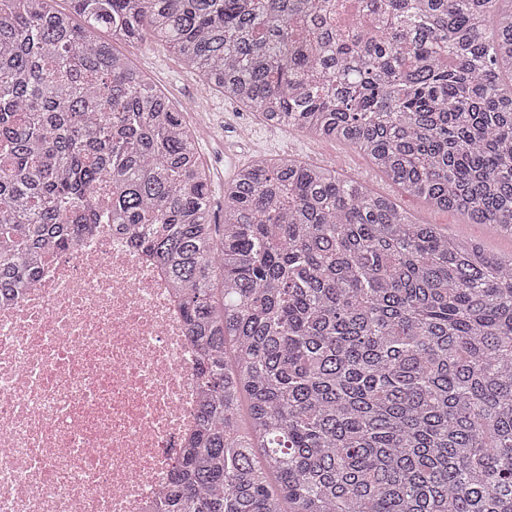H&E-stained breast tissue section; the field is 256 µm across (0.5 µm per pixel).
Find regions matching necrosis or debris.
<instances>
[{
  "instance_id": "1",
  "label": "necrosis or debris",
  "mask_w": 512,
  "mask_h": 512,
  "mask_svg": "<svg viewBox=\"0 0 512 512\" xmlns=\"http://www.w3.org/2000/svg\"><path fill=\"white\" fill-rule=\"evenodd\" d=\"M166 274L118 224L0 298V512H162L200 402Z\"/></svg>"
}]
</instances>
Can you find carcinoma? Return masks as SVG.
Listing matches in <instances>:
<instances>
[{
	"mask_svg": "<svg viewBox=\"0 0 512 512\" xmlns=\"http://www.w3.org/2000/svg\"><path fill=\"white\" fill-rule=\"evenodd\" d=\"M55 3L0 0V291L106 219L166 271L202 401L164 512H512V254L291 158L211 223L183 112L115 49L512 236V0Z\"/></svg>",
	"mask_w": 512,
	"mask_h": 512,
	"instance_id": "carcinoma-1",
	"label": "carcinoma"
}]
</instances>
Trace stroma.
<instances>
[{
  "instance_id": "35a3bbf8",
  "label": "stroma",
  "mask_w": 512,
  "mask_h": 512,
  "mask_svg": "<svg viewBox=\"0 0 512 512\" xmlns=\"http://www.w3.org/2000/svg\"><path fill=\"white\" fill-rule=\"evenodd\" d=\"M133 60L173 102L183 105V118L195 132L201 160L212 180L211 211L216 218L224 216V141L243 130L249 133L252 142L249 157L290 156L311 164L333 166L341 174L362 177L376 192L389 196L423 223L440 225L449 235L460 239L483 241L491 252L512 253V237L487 236L482 225L469 223L460 214L432 209L390 184L361 152L343 142L313 140L294 130L271 128L256 113L237 106L230 115H223L220 108L224 99L201 86L164 45L156 44L150 51L136 53Z\"/></svg>"
}]
</instances>
